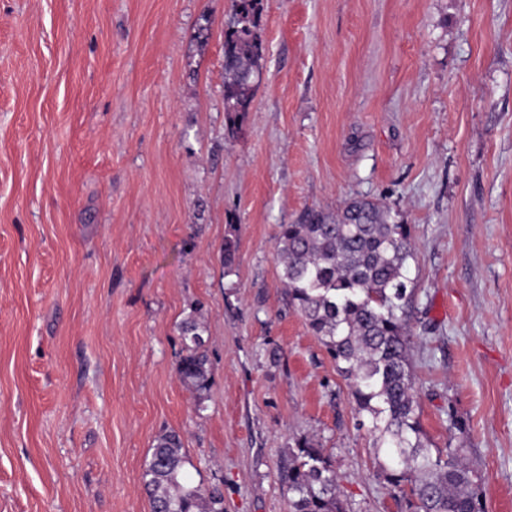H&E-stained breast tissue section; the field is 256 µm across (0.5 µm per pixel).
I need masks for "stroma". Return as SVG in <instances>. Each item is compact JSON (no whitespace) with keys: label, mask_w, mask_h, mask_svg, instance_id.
<instances>
[{"label":"stroma","mask_w":512,"mask_h":512,"mask_svg":"<svg viewBox=\"0 0 512 512\" xmlns=\"http://www.w3.org/2000/svg\"><path fill=\"white\" fill-rule=\"evenodd\" d=\"M234 16V0H0V512H151L142 473L170 431L224 512H288L302 439L346 512H414L279 279V225L354 197L411 228L432 446L456 411L487 512H512V0H263L232 132ZM196 306L200 396L177 374ZM259 10L255 15L257 5ZM248 30L245 35L232 31L224 33V112H227L230 130L243 122L252 96V77L263 56V46L256 32L257 19L262 9V0H235ZM254 30L253 38L249 37Z\"/></svg>","instance_id":"obj_1"}]
</instances>
